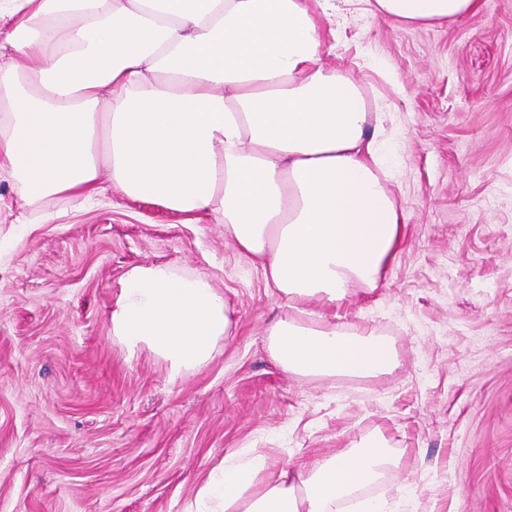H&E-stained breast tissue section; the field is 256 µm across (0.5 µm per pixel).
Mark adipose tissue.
Segmentation results:
<instances>
[{
  "label": "adipose tissue",
  "instance_id": "obj_1",
  "mask_svg": "<svg viewBox=\"0 0 512 512\" xmlns=\"http://www.w3.org/2000/svg\"><path fill=\"white\" fill-rule=\"evenodd\" d=\"M383 16L441 24L477 0H375ZM0 170L32 194L97 191L102 174L139 197L224 215L287 308L268 328L284 372L376 376L396 363L374 331L305 321L376 289L406 215L380 176L358 87L325 65L329 17L309 0H0ZM27 58L41 69L23 72ZM228 95H220L219 87ZM129 349L150 348L170 378L207 362L232 311L204 277L131 269L111 314ZM379 433L296 472L262 456L224 463L187 512H336L382 468L400 466Z\"/></svg>",
  "mask_w": 512,
  "mask_h": 512
}]
</instances>
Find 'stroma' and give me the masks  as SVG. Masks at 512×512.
<instances>
[{"label":"stroma","instance_id":"stroma-1","mask_svg":"<svg viewBox=\"0 0 512 512\" xmlns=\"http://www.w3.org/2000/svg\"><path fill=\"white\" fill-rule=\"evenodd\" d=\"M341 65L378 114L405 244L376 290L322 307L389 340L376 377L284 373L267 328L283 297L217 215L103 177L93 200L24 195L0 171V512H183L224 459L269 469L382 433L401 453L360 497L390 512H512V0L402 25L334 0ZM202 276L236 320L171 379L110 314L127 273Z\"/></svg>","mask_w":512,"mask_h":512}]
</instances>
